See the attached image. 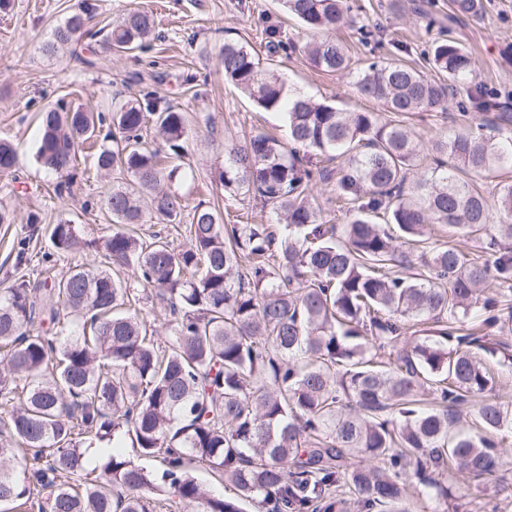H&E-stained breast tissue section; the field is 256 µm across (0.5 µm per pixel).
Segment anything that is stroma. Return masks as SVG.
Returning <instances> with one entry per match:
<instances>
[{
    "label": "stroma",
    "mask_w": 512,
    "mask_h": 512,
    "mask_svg": "<svg viewBox=\"0 0 512 512\" xmlns=\"http://www.w3.org/2000/svg\"><path fill=\"white\" fill-rule=\"evenodd\" d=\"M97 20L108 24L125 9L139 7L155 17L157 39L138 56H116L93 44L97 59L88 68L68 53L42 50L53 28L77 10L82 0H6L0 8V140L14 143L18 161L11 174L0 175V208L14 216L0 224V288L19 277L33 278L45 264L51 247L43 228L68 221L92 225L96 236L112 231L103 198L111 177L97 175L90 154L80 155L72 194L56 197V177L36 157L39 115L66 104L94 113L111 114L113 100L133 101L147 91L160 96L188 116L186 145L191 165L176 184L186 208L201 202L217 204L228 224H260L264 217L252 199L224 194L213 180L224 162L226 144L254 132L286 139L285 118L256 108L224 80L219 50L224 40L242 42L266 56L267 30L295 44L281 57L278 70L289 89L355 112H377L378 102L359 95L351 78L315 69L302 47L310 35L283 10L280 0H92ZM355 5L357 25L380 29L382 47L371 53L357 40L355 28L337 35L351 52L355 67L373 56L397 57L429 71L427 53L438 23H449L450 36L478 61V81L500 99L512 95V0H481L478 14L451 18L450 0H348ZM142 82H130L132 74ZM471 105L466 92L448 101L447 111L421 112L407 120L422 143L447 135L463 124ZM38 213L39 226L28 223ZM27 241L29 261L17 265V244Z\"/></svg>",
    "instance_id": "obj_1"
}]
</instances>
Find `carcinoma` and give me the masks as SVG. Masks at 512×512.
<instances>
[{
	"label": "carcinoma",
	"instance_id": "cac0c4a2",
	"mask_svg": "<svg viewBox=\"0 0 512 512\" xmlns=\"http://www.w3.org/2000/svg\"><path fill=\"white\" fill-rule=\"evenodd\" d=\"M284 4L311 31L351 22L345 0ZM95 17L85 4L43 49L79 57L99 37L109 53L130 54L155 37L147 10L107 29L92 27ZM284 49L273 35L263 60L239 42L220 49L224 81L285 115L288 142L257 133L225 148L215 172L225 193L271 207L269 223L226 224L220 209L199 205L180 248L133 229L145 222V197L164 224H180L185 208L170 184L187 116L149 91L113 103L120 145L94 154L112 176L103 257L0 289L3 512H245L252 502L271 512H412L416 495L458 512L443 476L479 481L512 459L502 436L512 406L498 400L500 378L485 362L512 369V346L494 336L512 324V181L491 198L481 185L512 169V136L478 123L421 144L399 120L286 88L275 63ZM303 50L395 116L443 111L460 87L478 111L499 108L452 40H433L429 58L446 84L395 58L356 71L331 38ZM101 122L80 107L42 111L36 155L57 175L56 196L71 192L78 150ZM150 125L157 148L144 141ZM307 155L327 165L310 168ZM16 163V147L0 140V173ZM331 182L347 224L327 223L314 205V185ZM380 214L414 242L433 224L484 231L483 258L446 245L416 255L374 221ZM48 238L64 257L81 229L51 224ZM144 298L163 307L164 343L140 316ZM100 446L103 464L86 468ZM198 467L234 495L212 493Z\"/></svg>",
	"mask_w": 512,
	"mask_h": 512
}]
</instances>
